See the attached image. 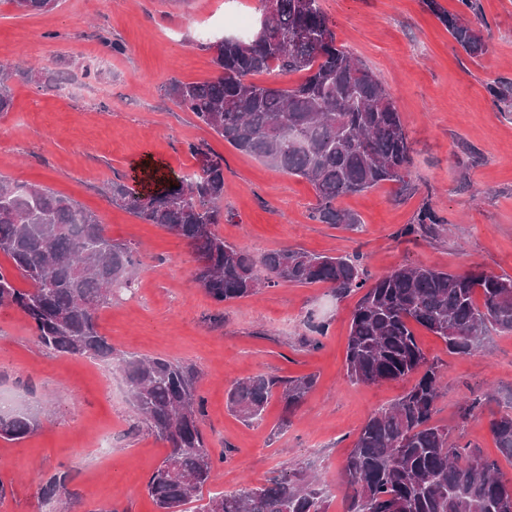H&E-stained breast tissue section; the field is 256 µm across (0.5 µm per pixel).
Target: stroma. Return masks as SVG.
I'll list each match as a JSON object with an SVG mask.
<instances>
[{"mask_svg": "<svg viewBox=\"0 0 512 512\" xmlns=\"http://www.w3.org/2000/svg\"><path fill=\"white\" fill-rule=\"evenodd\" d=\"M487 54L470 58L423 0H320L338 44L385 85L413 143L410 196L394 184L338 200L361 224L350 231L313 220L315 190L306 180L234 149L162 97L171 78L217 76L205 43L232 35L230 12L260 17V0H58L36 16L0 0V63L68 72L69 93L54 85L13 82L14 105L0 115V177L76 200L93 211L112 240L131 246L142 297L115 296L98 329L116 353L162 357L196 366L205 413L201 428L218 477L186 504L199 512L216 493L306 467L325 483L340 471L369 416L401 396L412 378L378 386L348 380L345 354L357 295L336 297L326 284L285 282L256 296L216 303L193 281L183 240L112 205L102 191L115 176L158 172L186 176L198 164L189 144L204 140L224 157L225 241L262 256L283 248L363 258L369 275L402 264L462 273L472 267L512 276V116L486 91L512 81V0H480ZM123 52L108 51L107 42ZM92 77H84V69ZM448 223L431 239L401 236L422 206ZM327 334L305 344L312 325ZM439 366L435 419L455 441L478 447L512 479L489 421L512 401V333L491 332L470 355L417 329ZM263 374L317 377L313 391L282 425L272 398L258 421L228 411L226 392ZM489 393L478 419L460 422L465 398ZM27 409L39 431L0 438V512H156L145 486L169 451L140 423L116 364L41 348L19 311L0 308V410ZM61 470L73 479L53 500L39 485Z\"/></svg>", "mask_w": 512, "mask_h": 512, "instance_id": "35a3bbf8", "label": "stroma"}]
</instances>
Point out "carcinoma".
Segmentation results:
<instances>
[{
    "label": "carcinoma",
    "mask_w": 512,
    "mask_h": 512,
    "mask_svg": "<svg viewBox=\"0 0 512 512\" xmlns=\"http://www.w3.org/2000/svg\"><path fill=\"white\" fill-rule=\"evenodd\" d=\"M23 15L45 13L57 0H10ZM473 20L423 0L454 41L472 58L488 45L480 0H459ZM268 25L283 42L222 38L202 45L219 75L204 82L176 78L164 96L235 149L309 182L317 202L313 219L353 229L359 224L337 201L387 182L409 189L411 143L391 95L356 56L336 45V33L320 0H274ZM302 73L292 87L258 84L252 76ZM48 80L43 70L19 71L0 64V114L13 108L12 82ZM495 102L512 112V82L486 85ZM188 150L199 172L163 184L127 202L122 177L108 186L112 204L157 224L191 248L194 281L218 303L257 294L280 281L331 285L340 296L360 291L351 315L346 375L357 384L381 385L420 373L395 402L362 426L342 465L345 512H512V481L496 461L463 451L446 426L433 422L440 395L438 366L427 360L414 327L441 339L448 351L470 355L490 330L512 332V277L423 265H399L368 281L360 256L281 249L255 258L228 244L216 226L224 221V158L205 142ZM175 188H170V185ZM445 221L429 206L419 209L400 234L434 237ZM0 254L27 287L0 269V307L20 311L38 344L75 357L109 361L112 345L99 332L98 310L112 303V289L129 288L137 260L133 249L112 242L100 217L68 197L26 182L0 179ZM133 406L170 450L152 471L146 491L158 512L183 506L215 478L212 454L201 430L199 371L186 364L135 354L118 359ZM316 376L288 379L257 375L234 383L227 408L245 422L261 418L279 394L283 423L290 422ZM485 399L461 403L458 417L475 418ZM490 432L512 459V410L493 415ZM37 420L23 412L0 414V438L21 441L36 433ZM71 473L59 471L41 487L51 499ZM334 495L300 468L260 486L245 484L209 499L202 512H329Z\"/></svg>",
    "instance_id": "obj_1"
}]
</instances>
